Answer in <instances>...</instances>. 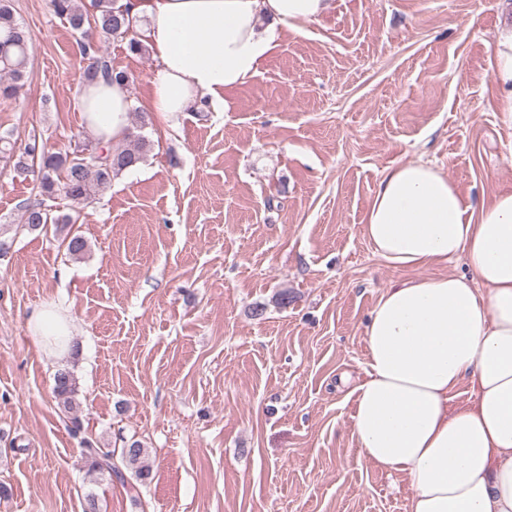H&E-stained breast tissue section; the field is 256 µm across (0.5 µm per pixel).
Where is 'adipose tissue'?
Here are the masks:
<instances>
[{
    "label": "adipose tissue",
    "instance_id": "ef3b65f1",
    "mask_svg": "<svg viewBox=\"0 0 512 512\" xmlns=\"http://www.w3.org/2000/svg\"><path fill=\"white\" fill-rule=\"evenodd\" d=\"M146 19L157 61L151 111L177 118L254 77L280 26L317 20L329 0H130ZM493 79L500 123L512 130V25L501 27ZM79 103L103 144L122 141L125 84L98 78ZM363 232L402 269L464 257L467 273L387 286L365 327L366 377L353 390L360 455L411 482L410 512H512V191L473 209L434 163L409 160L381 174ZM28 328L45 357H62L71 324L60 305ZM470 399L453 409L461 383Z\"/></svg>",
    "mask_w": 512,
    "mask_h": 512
}]
</instances>
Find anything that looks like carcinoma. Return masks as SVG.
Returning <instances> with one entry per match:
<instances>
[{
  "label": "carcinoma",
  "instance_id": "obj_1",
  "mask_svg": "<svg viewBox=\"0 0 512 512\" xmlns=\"http://www.w3.org/2000/svg\"><path fill=\"white\" fill-rule=\"evenodd\" d=\"M93 10L86 9L85 0H50L54 13L65 20L71 29L85 35L94 27L106 37L129 38L128 49L133 54L145 51L143 42L134 36L136 22L130 7L117 0H93ZM30 37L14 13L0 0V97H14L22 87L28 66ZM82 54L88 60L82 81L92 82L100 77L129 82L123 70H115L101 53L99 43L85 39L80 42ZM149 142L142 127L128 130L122 142L109 147L85 143L70 151L49 153L32 139L17 149L10 136L0 134V161L13 163L19 172L37 174L38 193L26 202L20 213V222L31 228L46 224L58 225L62 231L78 223L83 208L100 195L114 178L136 167L146 157ZM62 196L70 202V212L58 216L50 214L46 201ZM77 382L74 373L60 369L54 377V396L58 406L66 412L74 410ZM82 453L92 471L106 473L118 481H125L123 469L134 470L140 479L148 477L150 469L144 464V448L134 441L116 451L84 442Z\"/></svg>",
  "mask_w": 512,
  "mask_h": 512
}]
</instances>
